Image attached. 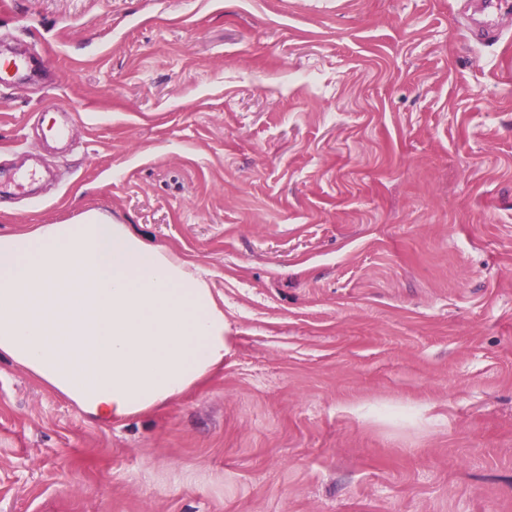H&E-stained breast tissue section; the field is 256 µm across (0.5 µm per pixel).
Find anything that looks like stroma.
<instances>
[{
    "instance_id": "obj_1",
    "label": "stroma",
    "mask_w": 512,
    "mask_h": 512,
    "mask_svg": "<svg viewBox=\"0 0 512 512\" xmlns=\"http://www.w3.org/2000/svg\"><path fill=\"white\" fill-rule=\"evenodd\" d=\"M0 0V232L86 213L224 298V370L102 426L0 361V512H512V13ZM73 115L76 147L34 133ZM504 1L501 0H485L483 4L485 5V10L487 11L486 17L482 23V26L478 29L474 30V35L477 37L486 38H494L491 34H494L499 29V20H500V12L501 5ZM36 65V60L26 57H13L0 64V86L11 85L25 78Z\"/></svg>"
}]
</instances>
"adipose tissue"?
<instances>
[{"instance_id": "1", "label": "adipose tissue", "mask_w": 512, "mask_h": 512, "mask_svg": "<svg viewBox=\"0 0 512 512\" xmlns=\"http://www.w3.org/2000/svg\"><path fill=\"white\" fill-rule=\"evenodd\" d=\"M224 307L196 267L98 214L0 233V359L102 426L224 368Z\"/></svg>"}]
</instances>
